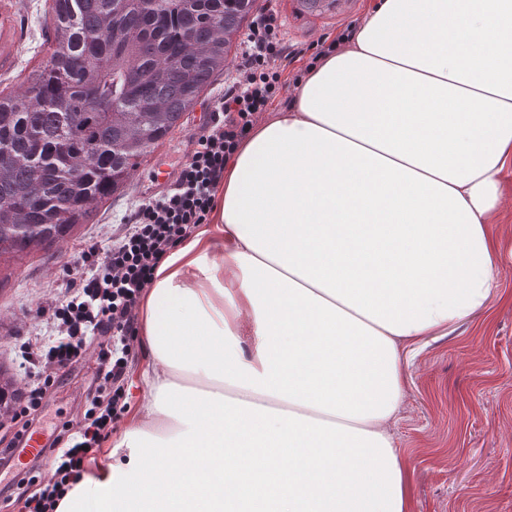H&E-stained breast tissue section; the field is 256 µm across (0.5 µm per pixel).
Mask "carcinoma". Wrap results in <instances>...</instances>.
<instances>
[{
  "mask_svg": "<svg viewBox=\"0 0 512 512\" xmlns=\"http://www.w3.org/2000/svg\"><path fill=\"white\" fill-rule=\"evenodd\" d=\"M253 0H52L50 55L0 93V256L65 238L224 72Z\"/></svg>",
  "mask_w": 512,
  "mask_h": 512,
  "instance_id": "obj_1",
  "label": "carcinoma"
}]
</instances>
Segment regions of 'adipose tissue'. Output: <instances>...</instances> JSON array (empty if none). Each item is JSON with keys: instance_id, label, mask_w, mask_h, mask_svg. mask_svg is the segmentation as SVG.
Returning a JSON list of instances; mask_svg holds the SVG:
<instances>
[{"instance_id": "ef3b65f1", "label": "adipose tissue", "mask_w": 512, "mask_h": 512, "mask_svg": "<svg viewBox=\"0 0 512 512\" xmlns=\"http://www.w3.org/2000/svg\"><path fill=\"white\" fill-rule=\"evenodd\" d=\"M511 165L512 0H374L157 268L148 396L56 512H409L401 349L485 306Z\"/></svg>"}]
</instances>
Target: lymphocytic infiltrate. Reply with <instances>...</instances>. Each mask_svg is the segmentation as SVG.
<instances>
[{"mask_svg": "<svg viewBox=\"0 0 512 512\" xmlns=\"http://www.w3.org/2000/svg\"><path fill=\"white\" fill-rule=\"evenodd\" d=\"M283 54L277 14L265 8L243 40L241 61L173 187L138 205L107 252L92 244L63 265V298L38 309L51 326L53 341L28 346L23 356L29 369L23 374L24 396L14 408L17 438L31 436L32 416L47 389L90 350L96 353L97 388L78 422L62 424L50 451L55 465L50 480L40 483L35 464L17 473V486H41L33 495L17 497L20 512H51L82 478L91 450L111 436L113 423L127 407L128 355L138 336L136 305L168 254L197 225L208 222L225 164L250 133L256 115L280 92L277 63Z\"/></svg>", "mask_w": 512, "mask_h": 512, "instance_id": "lymphocytic-infiltrate-1", "label": "lymphocytic infiltrate"}]
</instances>
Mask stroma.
I'll list each match as a JSON object with an SVG mask.
<instances>
[{"instance_id":"35a3bbf8","label":"stroma","mask_w":512,"mask_h":512,"mask_svg":"<svg viewBox=\"0 0 512 512\" xmlns=\"http://www.w3.org/2000/svg\"><path fill=\"white\" fill-rule=\"evenodd\" d=\"M370 0H331L309 10L302 0H277L275 9L286 52L329 42L361 19ZM13 12V42L0 52V90L19 93L28 74L46 62L51 18L46 0H0ZM243 37L235 35L224 72L204 92L200 105L132 170L125 187L96 203L88 223L51 246L0 257V367L18 377L29 339H48L46 322L32 309L62 295L63 264L84 244L108 249L124 218L160 195L159 175L176 179L187 163L206 119L205 107L224 91L240 60ZM497 286L485 308L439 331L416 349H404V400L391 425L407 462L411 512H512V257L496 262ZM147 357L134 341L128 362L127 412L115 421L120 437L129 412L143 402L141 372ZM93 360L73 364L51 387L33 422L50 444L62 422L78 419L95 392Z\"/></svg>"}]
</instances>
